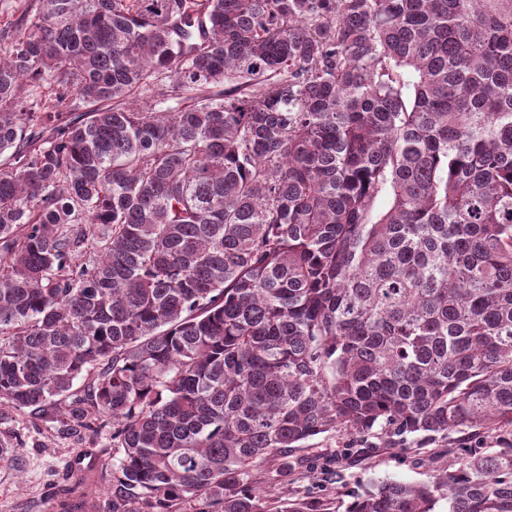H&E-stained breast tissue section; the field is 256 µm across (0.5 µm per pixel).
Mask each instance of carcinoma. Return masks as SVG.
Listing matches in <instances>:
<instances>
[{
	"label": "carcinoma",
	"mask_w": 512,
	"mask_h": 512,
	"mask_svg": "<svg viewBox=\"0 0 512 512\" xmlns=\"http://www.w3.org/2000/svg\"><path fill=\"white\" fill-rule=\"evenodd\" d=\"M0 157V424L111 429L109 512H268L336 430L512 442V0H29ZM458 455L344 512H512V445Z\"/></svg>",
	"instance_id": "cac0c4a2"
}]
</instances>
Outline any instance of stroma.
I'll return each mask as SVG.
<instances>
[{
	"label": "stroma",
	"mask_w": 512,
	"mask_h": 512,
	"mask_svg": "<svg viewBox=\"0 0 512 512\" xmlns=\"http://www.w3.org/2000/svg\"><path fill=\"white\" fill-rule=\"evenodd\" d=\"M9 428L25 445L12 460L0 462V512H55L57 482L66 472L84 481L97 512H106L102 491L113 455L109 433L79 442L59 436L29 414L17 416ZM430 450L434 458L429 461L415 450L383 447L373 436L361 439L344 431L315 436L295 451L297 466L287 480H279L277 463L265 465V482L273 490L269 508L280 512L286 502L306 500L336 512L337 495L363 492L373 481L428 479L451 463L441 443L431 444Z\"/></svg>",
	"instance_id": "35a3bbf8"
}]
</instances>
